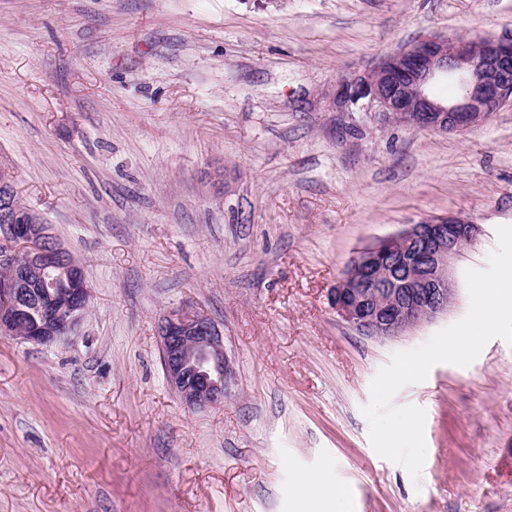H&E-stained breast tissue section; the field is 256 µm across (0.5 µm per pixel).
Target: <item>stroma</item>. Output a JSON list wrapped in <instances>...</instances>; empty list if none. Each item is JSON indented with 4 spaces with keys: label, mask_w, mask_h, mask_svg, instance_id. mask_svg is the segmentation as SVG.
Here are the masks:
<instances>
[{
    "label": "stroma",
    "mask_w": 512,
    "mask_h": 512,
    "mask_svg": "<svg viewBox=\"0 0 512 512\" xmlns=\"http://www.w3.org/2000/svg\"><path fill=\"white\" fill-rule=\"evenodd\" d=\"M428 35L512 39V0H0V172L91 291L76 335L0 337V512H512L511 344L395 396L426 412L420 481L361 413L512 225V105L447 135L333 106ZM448 214L481 232L445 313L386 340L336 314L359 249ZM182 311L236 372L204 412L162 368ZM322 473L345 499L302 501Z\"/></svg>",
    "instance_id": "1"
}]
</instances>
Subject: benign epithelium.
<instances>
[{
  "mask_svg": "<svg viewBox=\"0 0 512 512\" xmlns=\"http://www.w3.org/2000/svg\"><path fill=\"white\" fill-rule=\"evenodd\" d=\"M455 79L460 92L453 103L434 98L430 85ZM512 103V40L494 37L426 36L386 54L365 76L339 80L338 112H375L385 121L437 133L465 132L486 123ZM10 193L0 189V336L50 345L72 334L85 313L88 289L77 281L65 301H32L38 278L64 273L67 252L50 241L48 225L15 224L8 210ZM479 225L457 216L409 224L361 249L350 266L364 273L361 282L343 274L331 294L336 314L364 335L395 336L427 322L448 307L454 293L452 268L459 243L473 240ZM412 250L405 269L381 296L387 272L380 255ZM161 360L169 386L190 407L203 410L224 403L235 370L224 351L220 330L199 313H180L160 327Z\"/></svg>",
  "mask_w": 512,
  "mask_h": 512,
  "instance_id": "benign-epithelium-1",
  "label": "benign epithelium"
}]
</instances>
